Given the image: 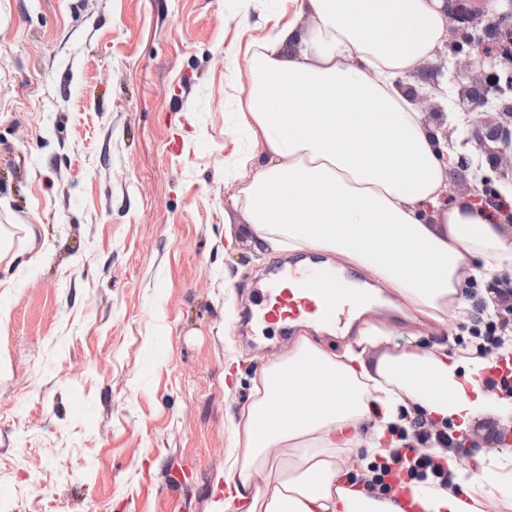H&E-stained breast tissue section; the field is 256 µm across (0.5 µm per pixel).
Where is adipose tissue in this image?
Listing matches in <instances>:
<instances>
[{"label":"adipose tissue","instance_id":"obj_1","mask_svg":"<svg viewBox=\"0 0 512 512\" xmlns=\"http://www.w3.org/2000/svg\"><path fill=\"white\" fill-rule=\"evenodd\" d=\"M439 7L288 0L287 21L259 16L267 33L247 46L250 85L237 114L245 136L224 145L228 209L256 251L334 255L340 270L373 271L435 322L462 309L464 281L512 282V239L467 198L445 205L444 170L457 153L401 90L444 47ZM386 336L365 324L338 354L304 337L255 379L215 512H404L365 479L408 419L455 427L489 409L512 417V395L482 384L490 358L440 344L368 362L367 348ZM359 447L358 467L347 466ZM449 470L447 487L413 485L422 512H486L493 488L512 499V448L481 474Z\"/></svg>","mask_w":512,"mask_h":512}]
</instances>
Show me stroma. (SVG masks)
<instances>
[{
	"label": "stroma",
	"instance_id": "stroma-1",
	"mask_svg": "<svg viewBox=\"0 0 512 512\" xmlns=\"http://www.w3.org/2000/svg\"><path fill=\"white\" fill-rule=\"evenodd\" d=\"M282 0H0V512H211L253 379L299 336L240 317L288 255L226 249L232 42ZM387 342H470L391 289Z\"/></svg>",
	"mask_w": 512,
	"mask_h": 512
}]
</instances>
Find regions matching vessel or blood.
I'll return each instance as SVG.
<instances>
[{"instance_id": "obj_1", "label": "vessel or blood", "mask_w": 512, "mask_h": 512, "mask_svg": "<svg viewBox=\"0 0 512 512\" xmlns=\"http://www.w3.org/2000/svg\"><path fill=\"white\" fill-rule=\"evenodd\" d=\"M366 291L345 290L337 277L320 271H288L262 295L256 317L260 323L285 325L302 319H318L345 328L349 310L371 304Z\"/></svg>"}]
</instances>
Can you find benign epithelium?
I'll return each mask as SVG.
<instances>
[{
	"instance_id": "1",
	"label": "benign epithelium",
	"mask_w": 512,
	"mask_h": 512,
	"mask_svg": "<svg viewBox=\"0 0 512 512\" xmlns=\"http://www.w3.org/2000/svg\"><path fill=\"white\" fill-rule=\"evenodd\" d=\"M442 12L446 18L448 39L445 48L453 66V74L458 78L457 94L470 102L466 112V124L472 135L463 143H475L486 153L492 167H497L499 158L512 156V106L496 110V116H489L484 110L483 97L479 91L498 78V72L512 69V0H481L476 9L466 6L467 0H442ZM494 36L502 41L498 49L486 52L482 49L474 53L462 54L457 47L467 42L475 33ZM406 93L424 111L440 109L433 97L416 88H405ZM457 181L453 184L455 195H469L479 198L477 185L468 177L469 165L462 161L457 166Z\"/></svg>"
}]
</instances>
